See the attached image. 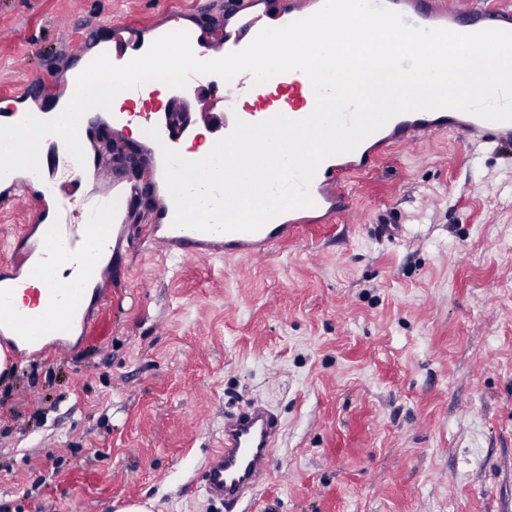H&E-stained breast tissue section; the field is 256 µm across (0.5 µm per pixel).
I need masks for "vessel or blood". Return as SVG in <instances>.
Instances as JSON below:
<instances>
[{"instance_id":"vessel-or-blood-1","label":"vessel or blood","mask_w":512,"mask_h":512,"mask_svg":"<svg viewBox=\"0 0 512 512\" xmlns=\"http://www.w3.org/2000/svg\"><path fill=\"white\" fill-rule=\"evenodd\" d=\"M401 13L406 23L422 28H445L460 33L486 29L512 31V10L492 6L486 0H472L461 8L451 0H375ZM323 0H263L261 11L248 10L241 0H225L224 20L235 23L237 34L223 36L221 30L203 31L187 25L181 11L168 14V31H188L197 59L210 61L242 50L271 21L282 24L317 12ZM112 33L121 62L143 54L141 26L110 20L104 24ZM160 82L122 91L119 111L86 113L79 124V136L86 164L77 166L55 135L40 143V180L52 195L51 206H42L43 195L29 180L13 181L0 193V209L25 202L38 206L35 231H24L12 246L10 282L0 281V342L13 348L12 361L20 363L36 356L40 345L48 343L62 351L74 341L87 342L96 335L89 317L92 307L103 306L102 288L110 265L121 259L129 247V224L135 205L144 196L161 197L139 246L142 252L166 258L172 255L211 259L246 258L266 261L289 239L310 224L313 216L323 222L349 215L346 191L349 177L375 168L389 151L429 141L442 133H455L494 147H512V122H492L456 109L403 113L365 138L350 153L322 162L311 185L314 204L286 212L255 232H203L173 225L174 203L167 193L161 149L182 150L185 143L202 147L207 140L228 135L236 121L258 123L276 115L294 120L307 117L315 97L309 78L302 72L278 74L254 84L243 73L232 81L219 76H192L185 88L175 89L169 105L193 98L192 111L170 113L166 107L147 108L143 102L158 94ZM137 128L134 148L143 159L139 176L112 175L110 195L90 199L79 196L83 182L99 178L107 160L102 149L105 136H121ZM157 128L159 140H152L148 128ZM373 229L379 239L389 242L403 232L397 215L380 213ZM280 434L277 414L256 401L224 415V437L202 465L206 494L233 506L272 473L271 450Z\"/></svg>"}]
</instances>
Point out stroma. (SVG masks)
Listing matches in <instances>:
<instances>
[{"label": "stroma", "instance_id": "obj_1", "mask_svg": "<svg viewBox=\"0 0 512 512\" xmlns=\"http://www.w3.org/2000/svg\"><path fill=\"white\" fill-rule=\"evenodd\" d=\"M170 9L206 28L224 0H0V102L61 94L74 42ZM348 191L360 223L163 277L138 210L97 340L0 377V512H226L200 468L253 399L282 429L233 512H512V158L448 132ZM399 223V218L394 212L385 211L377 216L373 229L379 239L392 242L402 235L404 225Z\"/></svg>", "mask_w": 512, "mask_h": 512}]
</instances>
